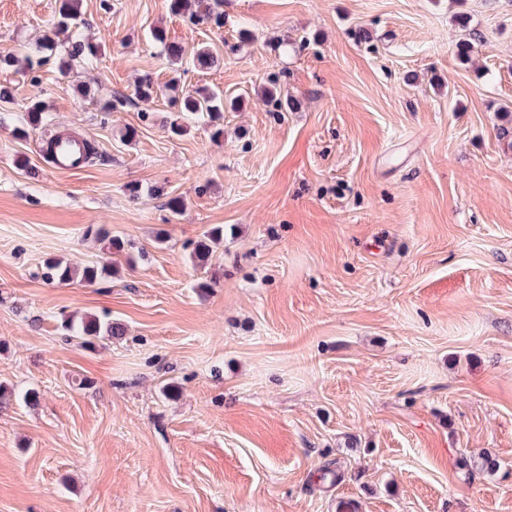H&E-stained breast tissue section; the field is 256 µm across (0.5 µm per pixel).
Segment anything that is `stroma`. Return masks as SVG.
<instances>
[{
    "label": "stroma",
    "mask_w": 512,
    "mask_h": 512,
    "mask_svg": "<svg viewBox=\"0 0 512 512\" xmlns=\"http://www.w3.org/2000/svg\"><path fill=\"white\" fill-rule=\"evenodd\" d=\"M58 7L0 0V55L34 53ZM223 10L210 29L170 0H83L97 67L0 72V512H512V0ZM156 26L211 47L180 87L240 97L221 137L171 134L161 98L104 113L170 79ZM271 78L296 110L260 95ZM36 95L51 123L24 136ZM62 130L94 145L84 169L43 156ZM100 227L134 267L40 278L107 260ZM71 314L125 333L65 340ZM224 241V228L214 227L206 230L202 237L194 243L191 259L195 266H204L209 261L216 245ZM115 267L116 260L102 264L92 263L82 268H73L71 266L64 265L60 260L49 258L43 262L41 267V278L49 284H53L55 282L66 283L79 280V282L93 285L109 276Z\"/></svg>",
    "instance_id": "obj_1"
}]
</instances>
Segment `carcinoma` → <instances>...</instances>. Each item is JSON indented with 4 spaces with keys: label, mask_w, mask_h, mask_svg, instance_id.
I'll return each mask as SVG.
<instances>
[{
    "label": "carcinoma",
    "mask_w": 512,
    "mask_h": 512,
    "mask_svg": "<svg viewBox=\"0 0 512 512\" xmlns=\"http://www.w3.org/2000/svg\"><path fill=\"white\" fill-rule=\"evenodd\" d=\"M219 0H170L171 11L178 15H186L196 25L213 23L218 27L224 25V15L217 10ZM85 21L81 11V0H61L58 13L53 22L47 27L39 47V57H12L0 56V70L15 72H32L48 62L55 54L58 43L67 44V55L70 60H78L88 67L98 65L100 46L81 37V30ZM154 42L166 47L169 56L180 58L183 55L182 46L167 42L166 32L162 28H155L151 32ZM268 101L273 103L276 111L288 112L295 109V101L288 97L277 83L272 82L263 88ZM162 89L154 79L146 75L134 87V97L145 104L153 102ZM239 99L234 98L225 103L224 93L220 90L188 91L172 100V107L179 112H188L206 119L215 128L213 136L224 133L220 128V120L224 118V109L227 106L236 107ZM27 123L33 130L49 126L48 115L42 102L34 99L27 107ZM224 241V228L214 227L205 231L202 237L194 243L191 259L196 266L207 264L216 245ZM116 261L106 263H92L82 268H73L62 261L49 258L41 267V278L53 284L66 283L79 280L85 284L93 285L112 273ZM61 329L64 335L76 334L83 337L84 344L92 345L93 340L103 336L122 335L118 323L96 315H86L78 320L71 317L63 319Z\"/></svg>",
    "instance_id": "1"
}]
</instances>
